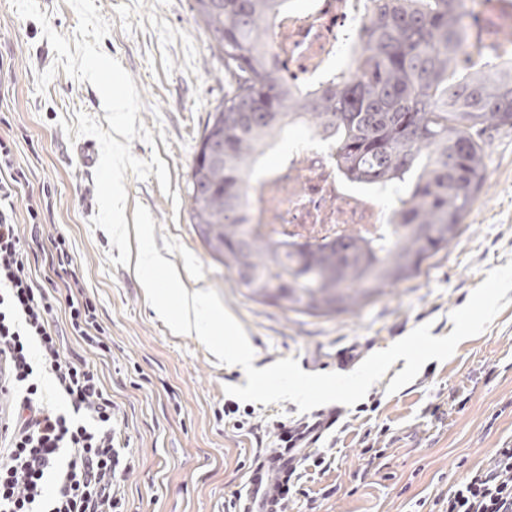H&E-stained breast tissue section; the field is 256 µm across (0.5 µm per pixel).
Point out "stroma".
Segmentation results:
<instances>
[{
    "label": "stroma",
    "mask_w": 512,
    "mask_h": 512,
    "mask_svg": "<svg viewBox=\"0 0 512 512\" xmlns=\"http://www.w3.org/2000/svg\"><path fill=\"white\" fill-rule=\"evenodd\" d=\"M94 3L111 25L102 49L132 76L142 101L137 119L153 136L134 139L131 151L143 161L159 155L169 174L165 192L156 176L126 174L129 249L148 247L168 265L149 271L133 261L112 264L119 250L93 222L94 176L74 151L78 113L107 123L101 96L90 83L55 70L41 25L0 0V59L11 70L0 83V137L13 140L27 177L16 222L28 237L29 196L48 187L43 236L66 238L75 273L96 302L106 350L67 335L63 310L54 319L67 352L97 367L119 407L117 428L133 456L121 512H228L248 489L256 450L275 452L282 430L302 415L291 401L235 402L225 389L245 385L244 370L174 329L157 307L173 303L178 292L206 291L224 310L213 331L223 333L228 347L247 340L258 369L291 357L303 371L334 372L340 356L360 365L426 323L432 336L448 335L452 311L491 269L512 260V129L487 134L484 185L458 236L418 277L353 313L292 312L238 288L190 219V165L232 82L193 0ZM49 69L55 75L38 91L37 78ZM149 279L157 288L151 296L144 288ZM404 367L397 360L356 405H338L337 424L298 468L302 478L286 512H439L438 496L512 442V305L451 358L429 360L414 381L387 394ZM233 402L237 413L225 415ZM318 455L330 459L327 471L315 467Z\"/></svg>",
    "instance_id": "stroma-1"
}]
</instances>
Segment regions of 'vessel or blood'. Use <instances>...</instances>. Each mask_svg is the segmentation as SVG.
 I'll return each instance as SVG.
<instances>
[{
  "label": "vessel or blood",
  "instance_id": "b4317fda",
  "mask_svg": "<svg viewBox=\"0 0 512 512\" xmlns=\"http://www.w3.org/2000/svg\"><path fill=\"white\" fill-rule=\"evenodd\" d=\"M298 458L293 449L280 448L258 464L250 477V490L238 512H281L276 499V484L293 471Z\"/></svg>",
  "mask_w": 512,
  "mask_h": 512
}]
</instances>
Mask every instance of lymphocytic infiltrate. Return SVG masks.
<instances>
[{
    "label": "lymphocytic infiltrate",
    "instance_id": "f902f5d3",
    "mask_svg": "<svg viewBox=\"0 0 512 512\" xmlns=\"http://www.w3.org/2000/svg\"><path fill=\"white\" fill-rule=\"evenodd\" d=\"M24 176L11 142L0 138V512H118L131 469L115 427L119 410L97 369L65 353L56 305L89 347L105 349V331L64 237L43 251L51 277H33L15 222ZM45 374L71 412L50 405ZM445 501L444 512H512V445L468 472Z\"/></svg>",
    "mask_w": 512,
    "mask_h": 512
}]
</instances>
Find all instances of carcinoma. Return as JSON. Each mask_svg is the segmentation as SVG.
<instances>
[{"instance_id":"obj_1","label":"carcinoma","mask_w":512,"mask_h":512,"mask_svg":"<svg viewBox=\"0 0 512 512\" xmlns=\"http://www.w3.org/2000/svg\"><path fill=\"white\" fill-rule=\"evenodd\" d=\"M288 2L194 0L235 85L192 161L191 221L250 298L309 315L352 313L417 276L458 235L485 182L483 135L512 128V62L460 71L464 0H368L348 67L304 91L279 76L269 41ZM297 125L332 140L349 180L403 192L402 235L290 247L246 228L252 167Z\"/></svg>"}]
</instances>
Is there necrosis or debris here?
Wrapping results in <instances>:
<instances>
[{"label": "necrosis or debris", "mask_w": 512, "mask_h": 512, "mask_svg": "<svg viewBox=\"0 0 512 512\" xmlns=\"http://www.w3.org/2000/svg\"><path fill=\"white\" fill-rule=\"evenodd\" d=\"M307 8L289 4L270 26V43L282 74L303 90H312L336 73L337 57H349V34L366 22V0H307ZM481 50H470L460 66L470 70L512 56V41L497 37L512 28V0H466ZM270 152L276 166L257 164L250 177L246 205L251 228L280 240L321 243L342 238L348 230L378 242L395 236V208L389 192L375 184L349 181L336 163L331 141L313 131L301 138L280 136Z\"/></svg>", "instance_id": "4bbe7bcc"}]
</instances>
